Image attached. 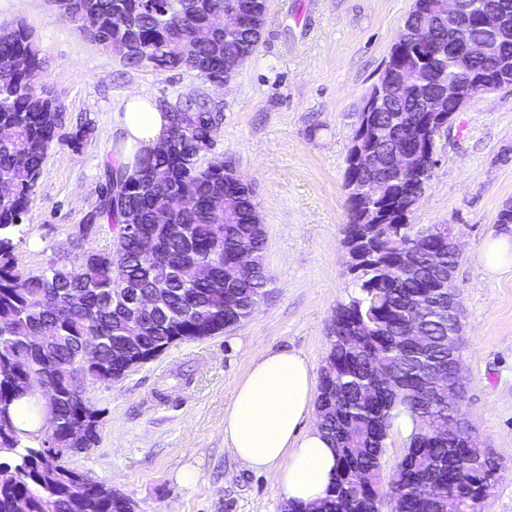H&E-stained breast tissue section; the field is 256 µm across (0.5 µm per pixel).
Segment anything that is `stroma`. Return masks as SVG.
<instances>
[{
  "instance_id": "obj_1",
  "label": "stroma",
  "mask_w": 512,
  "mask_h": 512,
  "mask_svg": "<svg viewBox=\"0 0 512 512\" xmlns=\"http://www.w3.org/2000/svg\"><path fill=\"white\" fill-rule=\"evenodd\" d=\"M414 0H269L255 55L224 90L189 70L133 69L61 17L52 0H0V25L24 24L44 60L41 82L63 107L65 132L92 123V140L54 145L17 249L39 270L97 204L117 154L124 97L223 102L206 162H229L252 185L267 232L270 294L223 333L178 342L117 381H90L101 441L68 468L128 497L135 512H284L272 473L224 445V411L252 361L288 349L321 371L336 309L359 295L344 244L347 155L366 93L388 60ZM437 163L409 221L448 225L460 252L464 416L502 469L481 512H512V267L487 273L489 237L512 203V85L473 93L435 143Z\"/></svg>"
}]
</instances>
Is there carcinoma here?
<instances>
[{
    "mask_svg": "<svg viewBox=\"0 0 512 512\" xmlns=\"http://www.w3.org/2000/svg\"><path fill=\"white\" fill-rule=\"evenodd\" d=\"M60 14L78 30L83 18L95 19L88 38L110 52L132 42L138 52L122 57L124 65L148 63L170 71H195L207 81L234 77L257 50L261 33L244 23L224 31V13L242 17L264 10L267 0H60ZM123 9L129 27L113 24V12ZM506 13L512 21V0H482L461 22L473 38L492 41L500 66L471 56L454 43L456 20L448 19L447 0H415L405 24L426 25L435 39L425 57L405 44L392 46L380 80L396 89L377 113L373 130L362 145L386 157L390 137L402 134L433 146L438 131L430 113L448 109L437 85L420 84L423 68L472 92L481 74L512 81V36L493 33L477 21L483 10ZM183 39L195 43L196 57L187 67L175 55ZM234 46L241 64L224 62V43ZM43 66L31 32L12 28L0 39V175L10 192L0 198V402L14 404L39 395L43 386L56 393L55 429L44 438L18 429L13 418L0 423V512H134L130 499L97 482L78 481L79 473L63 462L65 456L94 448L100 441V411L84 395L89 380L117 381L141 363L144 352L166 349L224 332V326L250 317L268 294L271 276L265 263L267 237L254 224L258 215L254 191L224 177L229 163L203 165L223 123V106L204 94L171 103L167 150H153L137 159L136 169L117 161L107 165L105 184L94 210L68 246L54 253L37 272L19 268L16 248L23 240V223L38 186L48 151L56 142L73 148L94 136L89 124L66 136L60 134L61 105L39 82ZM345 180H358L374 204L393 205L387 222L366 224L365 208L350 207L345 243L367 234L379 240L377 262L393 265L397 246H419L420 276L397 288L378 283V269L369 263L358 270L361 296L336 311L330 349L322 369L317 397L319 426L336 448V472L326 496L316 504H288V512H382L394 501L399 512H440L448 497L460 499L461 512H480L482 481L487 473L485 449L476 445L451 453L448 430V390L432 387L430 373L448 364L446 319L422 320L426 343H407L406 325L414 298L448 287V267L458 255L448 244V225L412 231L404 199L417 180L395 177L387 164L362 171L347 158ZM162 212L168 224L156 223ZM107 224L112 236L104 248L87 250L83 242ZM137 225L127 234V225ZM152 242L145 252L141 240ZM246 240L250 253L244 274L234 253L236 240ZM200 261L211 268L208 279L191 287L178 276L180 268ZM136 288L144 295H165L166 308L142 314L119 299ZM43 337L41 349L29 345ZM138 346L124 358L116 353L126 337ZM95 361H85L87 348ZM380 364L398 377L400 387H376ZM403 412L416 422L400 463L389 474V494L380 491L384 441Z\"/></svg>",
    "mask_w": 512,
    "mask_h": 512,
    "instance_id": "carcinoma-1",
    "label": "carcinoma"
}]
</instances>
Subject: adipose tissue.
<instances>
[{"label": "adipose tissue", "instance_id": "ef3b65f1", "mask_svg": "<svg viewBox=\"0 0 512 512\" xmlns=\"http://www.w3.org/2000/svg\"><path fill=\"white\" fill-rule=\"evenodd\" d=\"M120 159L134 165L137 156L166 136L169 114L147 93L123 102L119 119ZM314 375L300 355L264 352L239 384L224 412V442L248 468L270 471L285 501L310 504L324 498L336 468L332 442L302 423L314 410Z\"/></svg>", "mask_w": 512, "mask_h": 512}]
</instances>
